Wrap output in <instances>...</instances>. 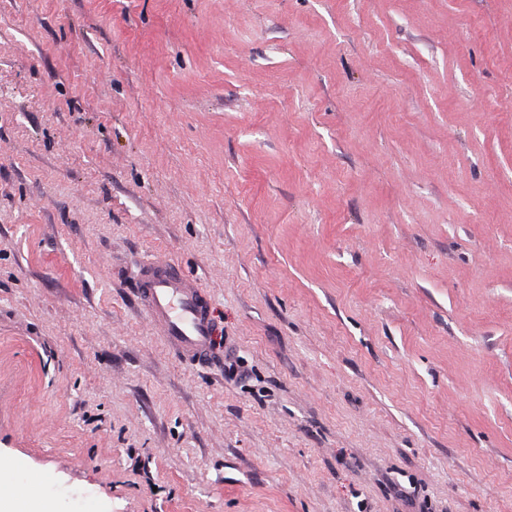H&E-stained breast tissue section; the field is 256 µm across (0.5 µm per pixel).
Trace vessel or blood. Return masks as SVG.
<instances>
[{"mask_svg":"<svg viewBox=\"0 0 512 512\" xmlns=\"http://www.w3.org/2000/svg\"><path fill=\"white\" fill-rule=\"evenodd\" d=\"M136 295L177 354L194 365L214 362L218 326L206 292L193 277L171 259L158 257L140 269Z\"/></svg>","mask_w":512,"mask_h":512,"instance_id":"b4317fda","label":"vessel or blood"}]
</instances>
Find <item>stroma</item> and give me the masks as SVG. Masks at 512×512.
I'll return each mask as SVG.
<instances>
[{
	"label": "stroma",
	"mask_w": 512,
	"mask_h": 512,
	"mask_svg": "<svg viewBox=\"0 0 512 512\" xmlns=\"http://www.w3.org/2000/svg\"><path fill=\"white\" fill-rule=\"evenodd\" d=\"M1 457L58 512H512V0H0ZM136 287L138 305L177 354L194 365L215 361L218 325L206 292L193 277L171 259L158 257L140 269Z\"/></svg>",
	"instance_id": "1"
}]
</instances>
